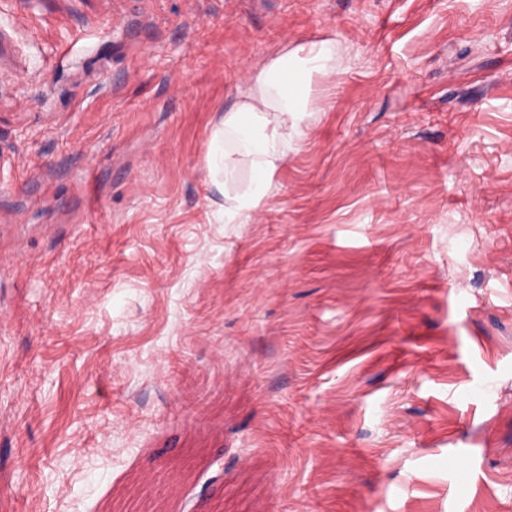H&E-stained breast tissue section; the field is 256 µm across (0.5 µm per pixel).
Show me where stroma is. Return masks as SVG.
<instances>
[{
  "label": "stroma",
  "instance_id": "obj_1",
  "mask_svg": "<svg viewBox=\"0 0 512 512\" xmlns=\"http://www.w3.org/2000/svg\"><path fill=\"white\" fill-rule=\"evenodd\" d=\"M0 13V512H512V0ZM324 37L225 223L213 130ZM336 68V40L305 42L271 57L224 110V121L212 134L209 172L224 193V221L245 224L272 186L285 162L288 145L303 134L313 74L329 76ZM241 165L252 173L246 186L231 182ZM224 172L222 185L217 177Z\"/></svg>",
  "mask_w": 512,
  "mask_h": 512
}]
</instances>
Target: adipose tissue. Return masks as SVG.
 Returning <instances> with one entry per match:
<instances>
[{
    "instance_id": "adipose-tissue-1",
    "label": "adipose tissue",
    "mask_w": 512,
    "mask_h": 512,
    "mask_svg": "<svg viewBox=\"0 0 512 512\" xmlns=\"http://www.w3.org/2000/svg\"><path fill=\"white\" fill-rule=\"evenodd\" d=\"M336 68V42L322 38L271 57L224 111L208 149L211 176H223L224 221L243 224L262 204L274 174L283 165L290 142L302 135L312 75L328 76ZM252 177L246 186L233 183L239 166Z\"/></svg>"
}]
</instances>
